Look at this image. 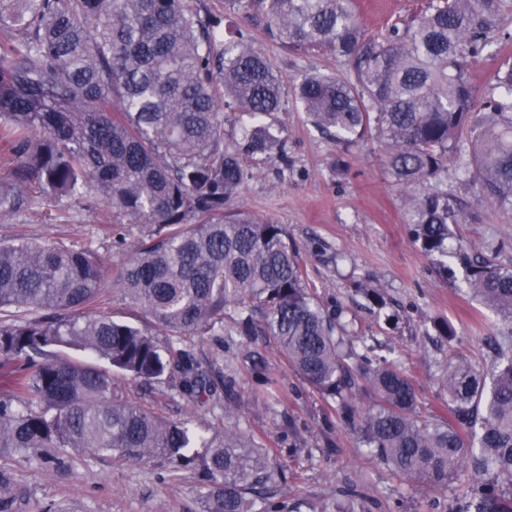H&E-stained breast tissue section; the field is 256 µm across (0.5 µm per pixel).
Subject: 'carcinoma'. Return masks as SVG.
Instances as JSON below:
<instances>
[{
	"instance_id": "cac0c4a2",
	"label": "carcinoma",
	"mask_w": 512,
	"mask_h": 512,
	"mask_svg": "<svg viewBox=\"0 0 512 512\" xmlns=\"http://www.w3.org/2000/svg\"><path fill=\"white\" fill-rule=\"evenodd\" d=\"M229 3L264 18L290 51L345 59L349 75L307 73L288 93L249 35L224 37L222 21L190 0H0V150L12 165L0 213L19 211L35 187L92 198L138 225L112 295L169 336L161 346L98 310L108 265L97 251L0 241V313L13 317L0 320V453L160 456L210 477L206 512H254L256 502L290 512L267 491L279 478L273 449L237 429L201 438L113 393L114 370L144 382L169 375L183 398L222 406L236 379L203 369L183 338L224 335L233 309L238 328L272 338L384 467L436 489L465 476L471 491L457 512H512V350L498 352L489 383L467 361L448 362L449 418L421 415L396 363L374 361L362 339L342 341L338 312L321 307L288 229L234 209L251 177L242 155L288 165L264 118L291 95L336 143H380L426 255L448 256L450 225L463 221L448 194L428 191L448 163L511 210L512 54L481 99L468 66L502 38L512 0H428L377 35L354 0ZM223 107L251 118L231 149ZM454 258L469 290L512 321V267L462 248ZM39 310L49 315L25 318ZM65 348L97 362H72ZM365 395L372 404H360Z\"/></svg>"
}]
</instances>
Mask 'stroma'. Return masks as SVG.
I'll use <instances>...</instances> for the list:
<instances>
[{
  "label": "stroma",
  "mask_w": 512,
  "mask_h": 512,
  "mask_svg": "<svg viewBox=\"0 0 512 512\" xmlns=\"http://www.w3.org/2000/svg\"><path fill=\"white\" fill-rule=\"evenodd\" d=\"M204 13L250 34L286 87L305 73L340 75L336 57L292 54L271 37L263 23L229 12L225 0H196ZM427 0H356L369 32L424 7ZM285 140L289 166L273 158L248 157L251 176L237 206L285 225L300 249L309 284L328 308L342 306L350 335L368 337L387 349L412 377L423 414L448 417L441 379L449 356L478 369L492 366V342L512 345V323L471 295L463 268L440 274L434 257L413 241L406 222V199L387 174L374 141L343 150L323 136L296 105L269 119ZM463 211L452 225L450 248L512 266V211L483 198L468 175L449 167L439 184ZM101 207L83 199L50 200L32 193L23 210L0 215V239L65 241L104 253L111 273L127 261L138 236L132 224L100 226ZM236 312L224 318L220 336H193L188 345L201 363L230 360L237 393L229 419H218L210 403L183 399L171 379L146 385L114 374L117 398L172 421H192L199 433L229 426L248 432L275 450L274 466L287 479L275 491L288 505L309 512H336L354 495L360 512H454L466 480L431 488L381 465L361 445L341 416L288 364L275 344L238 333ZM445 321L453 337L439 335ZM264 364L255 373L253 360ZM11 483L6 512H204L210 483L195 469H177L157 457L126 461L70 449L59 458L0 457Z\"/></svg>",
  "instance_id": "1"
}]
</instances>
